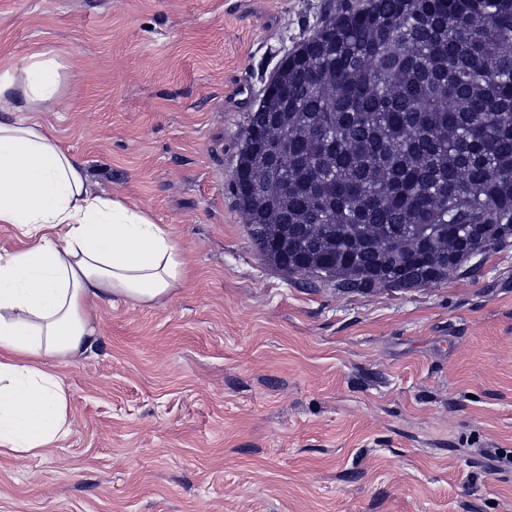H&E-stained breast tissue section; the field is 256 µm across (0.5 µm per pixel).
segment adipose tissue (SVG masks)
I'll return each instance as SVG.
<instances>
[{"mask_svg":"<svg viewBox=\"0 0 512 512\" xmlns=\"http://www.w3.org/2000/svg\"><path fill=\"white\" fill-rule=\"evenodd\" d=\"M58 66L37 54L0 76V224L20 246L0 254V453L27 459L72 432L67 393L46 371L93 349L101 301L160 302L188 268L169 228L94 192L83 164L37 115L52 110ZM29 117H19L20 108Z\"/></svg>","mask_w":512,"mask_h":512,"instance_id":"adipose-tissue-1","label":"adipose tissue"}]
</instances>
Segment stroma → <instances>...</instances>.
I'll use <instances>...</instances> for the list:
<instances>
[{
    "instance_id": "stroma-1",
    "label": "stroma",
    "mask_w": 512,
    "mask_h": 512,
    "mask_svg": "<svg viewBox=\"0 0 512 512\" xmlns=\"http://www.w3.org/2000/svg\"><path fill=\"white\" fill-rule=\"evenodd\" d=\"M329 0H0V75L60 65L53 136L167 225L190 283L100 303L44 362L71 435L0 454V512H512V246L477 275L345 294L266 263L239 136Z\"/></svg>"
}]
</instances>
